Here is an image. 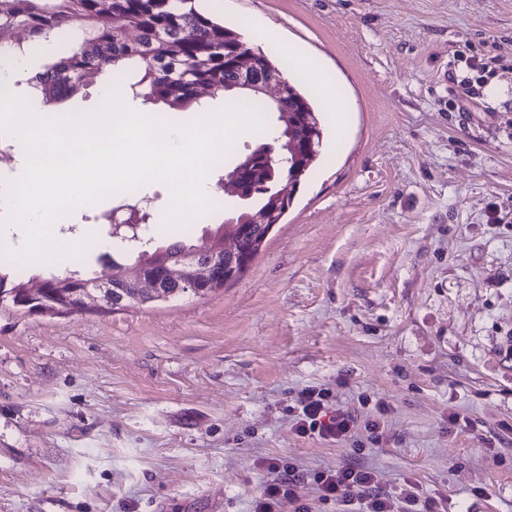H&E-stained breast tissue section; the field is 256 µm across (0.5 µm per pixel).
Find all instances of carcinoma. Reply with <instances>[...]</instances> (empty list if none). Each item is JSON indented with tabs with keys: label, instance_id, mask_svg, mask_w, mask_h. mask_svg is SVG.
<instances>
[{
	"label": "carcinoma",
	"instance_id": "carcinoma-1",
	"mask_svg": "<svg viewBox=\"0 0 512 512\" xmlns=\"http://www.w3.org/2000/svg\"><path fill=\"white\" fill-rule=\"evenodd\" d=\"M0 31L10 33L7 45L23 53L39 39L62 34L67 38L65 51L46 69L27 79V84L41 93L46 107L73 97L89 76L112 71L113 80L126 82L130 68L139 67V79L128 84L132 96L145 104L161 102L170 112H194L204 94L224 96V105L245 103L262 112H288L292 124L288 140L295 149L285 151L271 164V188L287 185L288 203L271 206L269 196L255 194L256 207L265 211L261 224H241L253 213L246 208L223 204L221 210H234L230 220L240 224L242 250L224 256L219 270L224 282L240 279L268 236V228L280 222L298 191L301 180L319 157L323 127L309 94L298 83L283 75L270 55L251 47L235 30L201 14L192 0H0ZM254 65L247 73L265 83L274 80L281 86L276 100L251 91L240 95L238 82L243 78L240 61ZM140 210L138 240L127 245L135 254L134 263L147 278L165 276L163 258H170L186 248L182 240L161 248L155 245L158 227L143 201ZM96 276L74 270L64 276L25 277L0 259V306L34 312V306L22 299V290L30 286L43 290L47 302L74 300L85 284Z\"/></svg>",
	"mask_w": 512,
	"mask_h": 512
}]
</instances>
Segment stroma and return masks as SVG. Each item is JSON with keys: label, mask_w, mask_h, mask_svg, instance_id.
Masks as SVG:
<instances>
[{"label": "stroma", "mask_w": 512, "mask_h": 512, "mask_svg": "<svg viewBox=\"0 0 512 512\" xmlns=\"http://www.w3.org/2000/svg\"><path fill=\"white\" fill-rule=\"evenodd\" d=\"M196 7L251 43L279 28L340 107L314 97L320 156L238 281L104 314L0 308V512H250L264 459H351L296 433L308 386L358 417L382 488L512 512V68L448 107L459 50L512 57V0ZM120 203L58 225L94 235L81 270L128 262L104 220Z\"/></svg>", "instance_id": "stroma-1"}]
</instances>
